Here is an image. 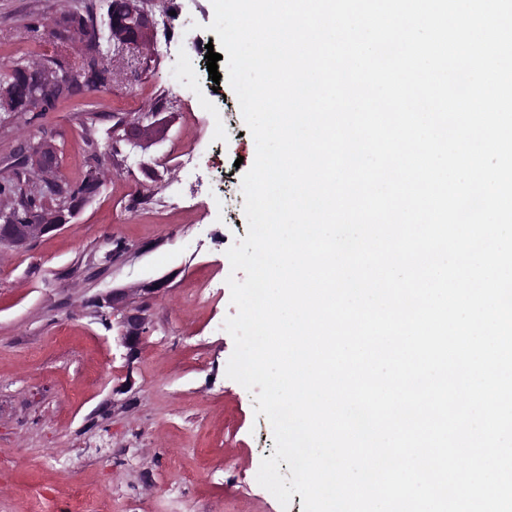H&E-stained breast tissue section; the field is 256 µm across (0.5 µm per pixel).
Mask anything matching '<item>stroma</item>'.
Masks as SVG:
<instances>
[{
  "label": "stroma",
  "instance_id": "stroma-1",
  "mask_svg": "<svg viewBox=\"0 0 512 512\" xmlns=\"http://www.w3.org/2000/svg\"><path fill=\"white\" fill-rule=\"evenodd\" d=\"M85 1L0 0V64L53 56L33 27ZM146 4L168 19L147 73L116 71L108 90L0 123V172L42 140L70 184L109 171L69 223L0 251V512H303L300 494L285 509L258 484L272 427L226 375V280L245 277L226 252L247 234L256 144L233 89L207 70L211 0ZM150 106L161 140L114 142ZM114 290L144 309L132 358L119 315L96 306Z\"/></svg>",
  "mask_w": 512,
  "mask_h": 512
}]
</instances>
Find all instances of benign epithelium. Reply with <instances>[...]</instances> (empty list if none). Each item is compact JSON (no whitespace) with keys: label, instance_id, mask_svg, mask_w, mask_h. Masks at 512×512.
Returning <instances> with one entry per match:
<instances>
[{"label":"benign epithelium","instance_id":"1","mask_svg":"<svg viewBox=\"0 0 512 512\" xmlns=\"http://www.w3.org/2000/svg\"><path fill=\"white\" fill-rule=\"evenodd\" d=\"M124 10L104 19V27L114 51L132 53L137 64L147 68L151 64L155 23L152 15L141 6V0H123ZM99 42V23H86L69 30L62 46V55L72 62L85 66L87 71H96L105 75L99 64L100 57L94 53V45ZM13 79L0 83V112L16 114L27 112L35 98L38 87H48L71 77V72L53 63L16 62L11 66ZM151 113L133 121L120 123L116 134L118 140L141 139L150 136L154 124H144ZM28 180L23 184L22 193L0 195V249L21 247L29 241L57 229L75 215V210L64 212L47 203L39 211H25V197L33 187H46L52 192L64 189L60 179L58 149L41 142L32 152L31 166L26 170ZM121 344L133 354L144 339V318L139 308L131 309L121 320Z\"/></svg>","mask_w":512,"mask_h":512}]
</instances>
